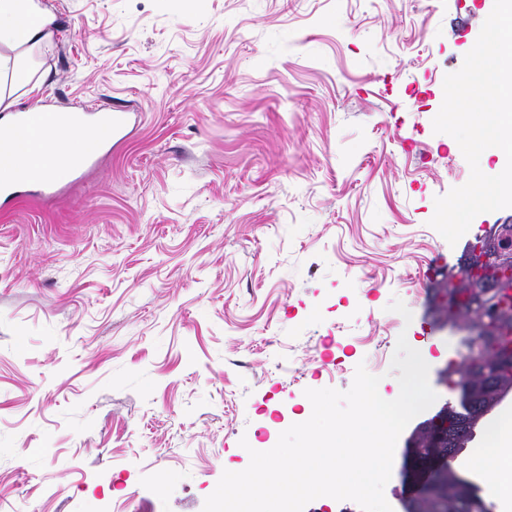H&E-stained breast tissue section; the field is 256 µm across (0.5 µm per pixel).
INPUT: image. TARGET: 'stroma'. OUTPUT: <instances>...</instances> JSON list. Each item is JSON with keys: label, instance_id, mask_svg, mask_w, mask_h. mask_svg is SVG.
Instances as JSON below:
<instances>
[{"label": "stroma", "instance_id": "1", "mask_svg": "<svg viewBox=\"0 0 512 512\" xmlns=\"http://www.w3.org/2000/svg\"><path fill=\"white\" fill-rule=\"evenodd\" d=\"M55 96L128 135L45 200L0 207V512H202L247 444L358 365L394 385L399 335L438 381L464 185L435 133L485 0H40Z\"/></svg>", "mask_w": 512, "mask_h": 512}]
</instances>
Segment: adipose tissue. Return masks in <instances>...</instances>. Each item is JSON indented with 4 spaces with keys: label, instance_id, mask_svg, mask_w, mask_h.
Here are the masks:
<instances>
[{
    "label": "adipose tissue",
    "instance_id": "ef3b65f1",
    "mask_svg": "<svg viewBox=\"0 0 512 512\" xmlns=\"http://www.w3.org/2000/svg\"><path fill=\"white\" fill-rule=\"evenodd\" d=\"M53 23L38 5V0H0V47L15 49L14 57L0 60V108L8 109L16 101V92L34 94L36 58L47 45ZM90 133L79 127H60L52 136L55 155L60 162L53 168L56 176L67 173V160L81 157L88 149ZM495 452L480 461V468L493 481L495 494L506 512H512V421H499L493 431Z\"/></svg>",
    "mask_w": 512,
    "mask_h": 512
}]
</instances>
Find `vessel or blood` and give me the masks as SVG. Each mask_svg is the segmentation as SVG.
<instances>
[{
    "mask_svg": "<svg viewBox=\"0 0 512 512\" xmlns=\"http://www.w3.org/2000/svg\"><path fill=\"white\" fill-rule=\"evenodd\" d=\"M89 129L91 143L86 154L70 161L71 171L77 172L95 163L99 154L125 130L122 113L107 105L83 107L82 111L61 110L50 103L12 113L8 123L0 127V167L9 171L0 180V201L11 202L22 189L32 188L42 196L55 193L56 177L45 163L44 146L50 133L61 126Z\"/></svg>",
    "mask_w": 512,
    "mask_h": 512,
    "instance_id": "1",
    "label": "vessel or blood"
}]
</instances>
